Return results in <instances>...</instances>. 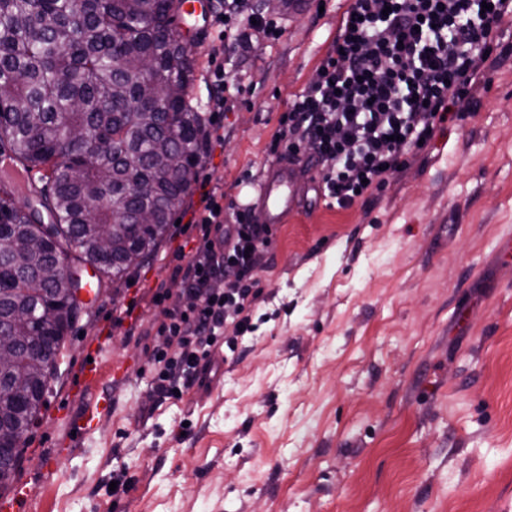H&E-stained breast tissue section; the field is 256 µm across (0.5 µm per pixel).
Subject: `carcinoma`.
Masks as SVG:
<instances>
[{
    "instance_id": "carcinoma-1",
    "label": "carcinoma",
    "mask_w": 512,
    "mask_h": 512,
    "mask_svg": "<svg viewBox=\"0 0 512 512\" xmlns=\"http://www.w3.org/2000/svg\"><path fill=\"white\" fill-rule=\"evenodd\" d=\"M178 0H0V143L13 167L45 170L39 207L0 188V318L64 344L71 285L38 272L64 251L107 277L150 258L196 181L204 139ZM151 216L148 224L134 214ZM50 376L0 364V430L37 414ZM23 448L0 460V489Z\"/></svg>"
}]
</instances>
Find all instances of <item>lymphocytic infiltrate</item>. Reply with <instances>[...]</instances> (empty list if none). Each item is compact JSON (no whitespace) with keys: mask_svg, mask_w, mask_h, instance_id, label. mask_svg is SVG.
<instances>
[{"mask_svg":"<svg viewBox=\"0 0 512 512\" xmlns=\"http://www.w3.org/2000/svg\"><path fill=\"white\" fill-rule=\"evenodd\" d=\"M511 21L512 0H351L316 78L281 114L269 155L317 167L324 197L338 208L372 196L408 153L463 116L493 30ZM215 24L228 51L283 35L253 0H224ZM223 205L216 190L201 191L191 217L201 244L156 288L163 321L140 332L160 339L147 362L162 401L205 381L216 350L236 351L253 330L251 307L262 294L256 274L272 230L238 206L225 223Z\"/></svg>","mask_w":512,"mask_h":512,"instance_id":"1","label":"lymphocytic infiltrate"}]
</instances>
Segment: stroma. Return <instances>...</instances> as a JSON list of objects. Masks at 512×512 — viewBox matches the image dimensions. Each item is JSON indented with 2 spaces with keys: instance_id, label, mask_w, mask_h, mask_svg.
<instances>
[{
  "instance_id": "35a3bbf8",
  "label": "stroma",
  "mask_w": 512,
  "mask_h": 512,
  "mask_svg": "<svg viewBox=\"0 0 512 512\" xmlns=\"http://www.w3.org/2000/svg\"><path fill=\"white\" fill-rule=\"evenodd\" d=\"M351 0H295L284 33L221 55L244 90L198 176L239 200ZM462 119L369 201L314 199L266 248L254 331L205 385L145 416L133 325L164 318L160 282L200 245L191 191L154 258L104 278L69 332L14 486L25 512H512V27ZM184 38L210 110L212 21ZM119 372L83 382L90 356ZM101 401L90 432L75 424ZM66 456H58V449ZM132 484L112 494L113 477Z\"/></svg>"
}]
</instances>
